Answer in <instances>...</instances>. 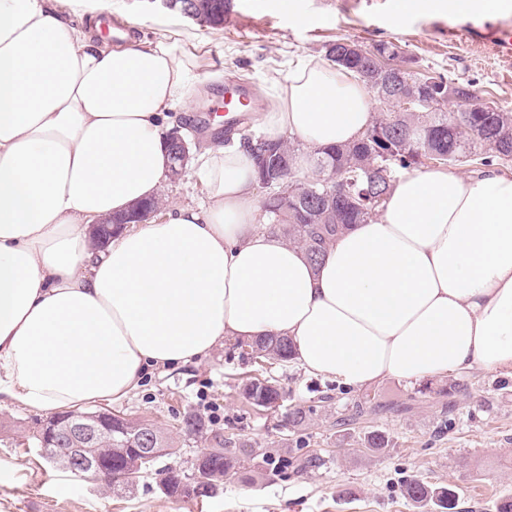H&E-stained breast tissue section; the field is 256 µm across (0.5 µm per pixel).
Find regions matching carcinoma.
Instances as JSON below:
<instances>
[{"mask_svg":"<svg viewBox=\"0 0 512 512\" xmlns=\"http://www.w3.org/2000/svg\"><path fill=\"white\" fill-rule=\"evenodd\" d=\"M192 6L203 10L208 27L224 26L234 7L232 0H189ZM359 46L355 40L338 39L326 46L325 58L338 68H345L362 75V70L373 63V58L387 55L400 57L399 47L391 42H381L374 50L364 54L353 51ZM410 73L394 77L391 85H379L371 90L375 101L379 93L385 94L389 104L413 92L408 83ZM432 91L413 112H395L382 109L373 124L361 138L348 145L318 147L312 150L313 170L301 178L294 167V159L301 151V144L293 139L266 140L252 133L240 135L241 142L253 151L255 175L265 166L277 162L278 180L265 191L261 201L270 228L280 232L286 240L301 247L308 259L319 263L327 247L350 225L378 214L398 177L411 169L435 166L475 167L500 164L512 156V111L491 104L492 111H468L476 104L477 95L472 83L456 82L437 73ZM465 101L457 102V97ZM459 103L461 109L453 114L443 106ZM160 201L138 202L125 215L116 218L112 232L122 228V223H138L147 213H156ZM260 352L264 361L290 359L292 344L282 336H266L248 344ZM243 391L251 403L264 409H276L283 401L278 384L260 386L256 380L244 385ZM141 419H128L126 432L112 433V465L105 473L109 488L124 491L132 488L138 475L144 473L151 462H142L136 469L137 476H127L129 462L134 459V449L140 447L134 439ZM364 443L371 452L388 446V438L379 430L365 434ZM202 462L201 477L205 485L214 490L217 486L239 474L240 459L222 448H214L197 457ZM185 475L169 467L164 470L161 484L168 487L172 497L195 498L192 486L182 482ZM405 496L417 506L430 504L439 512H455L457 499L452 489L432 486L413 478L405 484Z\"/></svg>","mask_w":512,"mask_h":512,"instance_id":"1","label":"carcinoma"}]
</instances>
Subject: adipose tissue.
<instances>
[{
    "mask_svg": "<svg viewBox=\"0 0 512 512\" xmlns=\"http://www.w3.org/2000/svg\"><path fill=\"white\" fill-rule=\"evenodd\" d=\"M67 2L86 23L0 0V403L118 402L264 336L346 387L512 367V174L407 173L315 266L269 228L250 148L216 144L192 162L205 199L96 249L95 221L157 197L169 122L200 88L176 40L112 45L102 0ZM268 97V140L343 145L374 119L358 76L314 57Z\"/></svg>",
    "mask_w": 512,
    "mask_h": 512,
    "instance_id": "1",
    "label": "adipose tissue"
}]
</instances>
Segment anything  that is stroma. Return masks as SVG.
Here are the masks:
<instances>
[{
	"label": "stroma",
	"instance_id": "stroma-1",
	"mask_svg": "<svg viewBox=\"0 0 512 512\" xmlns=\"http://www.w3.org/2000/svg\"><path fill=\"white\" fill-rule=\"evenodd\" d=\"M105 14L138 38L164 33L195 57L204 92L175 121L194 150L223 139L224 85L250 84L265 97L305 60L324 57L340 38L365 48L391 42L415 68L471 81L480 100L512 110V59L492 44L449 36L454 0H241L222 29L202 27L153 0H105ZM256 366L244 344L225 341L209 357L147 376L111 410L146 418L173 441L166 455L131 490L52 467L34 437L43 415L0 405V512H419L403 495L415 477L455 490L456 512H496L512 496V368H475L428 380L426 390L395 379L372 385L374 412L351 420L362 392L305 373L293 362L267 367L286 398L283 407L253 406L243 386ZM466 392L449 395L451 384ZM316 409L305 429L288 423L290 406ZM200 417L202 432H181L184 415ZM383 431L387 448H364L367 431ZM231 441L248 480L225 481L213 496L179 499L160 489L162 471H191L218 441Z\"/></svg>",
	"mask_w": 512,
	"mask_h": 512
}]
</instances>
